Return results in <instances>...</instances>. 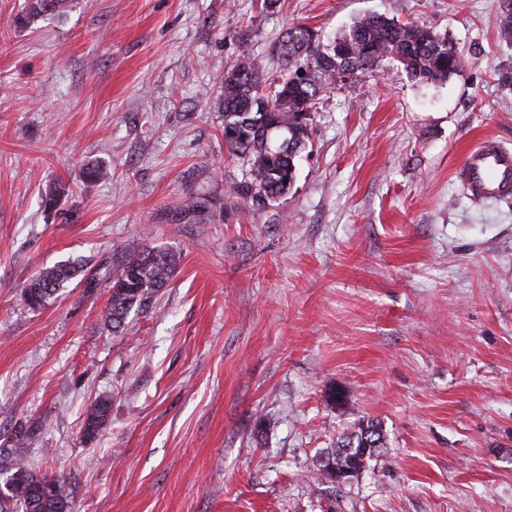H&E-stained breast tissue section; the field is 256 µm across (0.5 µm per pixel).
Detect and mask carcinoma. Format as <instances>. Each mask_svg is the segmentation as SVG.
Instances as JSON below:
<instances>
[{"label": "carcinoma", "instance_id": "obj_1", "mask_svg": "<svg viewBox=\"0 0 512 512\" xmlns=\"http://www.w3.org/2000/svg\"><path fill=\"white\" fill-rule=\"evenodd\" d=\"M71 2L25 0L19 20L30 23L48 13L61 17ZM505 8L499 38L512 46V0ZM272 52L279 72L272 79L274 90L269 96L260 92V65L254 61L245 60L224 74V148L246 166V180L234 186L231 194L253 207H264L288 193L296 177V158L310 139L314 105L322 94L336 89L341 74L363 77L388 61L415 81L431 84L453 77L463 67L462 56L447 34L375 14L355 20L326 43L309 27H290ZM114 265L106 282L110 297L104 324L117 333L132 310L146 312L153 307L155 294L175 273L177 257L130 244ZM75 279L87 294L101 286L96 272L72 261L40 270L21 289L22 300L38 310ZM111 409L106 398L90 406L84 420L85 440H94L106 428ZM32 431L31 425L20 422L0 439V512H72L63 482L33 468L23 452ZM383 447L381 427L360 421L316 463L314 479L329 482L328 467L336 460L359 472Z\"/></svg>", "mask_w": 512, "mask_h": 512}]
</instances>
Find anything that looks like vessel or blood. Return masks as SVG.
<instances>
[{
  "label": "vessel or blood",
  "mask_w": 512,
  "mask_h": 512,
  "mask_svg": "<svg viewBox=\"0 0 512 512\" xmlns=\"http://www.w3.org/2000/svg\"><path fill=\"white\" fill-rule=\"evenodd\" d=\"M456 174L474 200L510 199L512 149L495 137H484L465 153Z\"/></svg>",
  "instance_id": "1"
}]
</instances>
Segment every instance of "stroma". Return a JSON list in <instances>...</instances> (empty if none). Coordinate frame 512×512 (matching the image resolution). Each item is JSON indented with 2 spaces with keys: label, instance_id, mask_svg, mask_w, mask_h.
I'll use <instances>...</instances> for the list:
<instances>
[{
  "label": "stroma",
  "instance_id": "stroma-1",
  "mask_svg": "<svg viewBox=\"0 0 512 512\" xmlns=\"http://www.w3.org/2000/svg\"><path fill=\"white\" fill-rule=\"evenodd\" d=\"M22 3L0 0V433L38 424L26 456L74 512H512V199L455 176L477 138L512 147L501 0H75L26 27ZM372 13L447 33L462 71L334 90L288 195H231L225 72L275 76L289 26L327 37ZM186 197L205 211L176 212ZM132 243L180 261L124 333L104 287L23 304L42 267L103 273ZM102 397L111 420L85 441ZM362 420L381 454L314 483Z\"/></svg>",
  "mask_w": 512,
  "mask_h": 512
}]
</instances>
